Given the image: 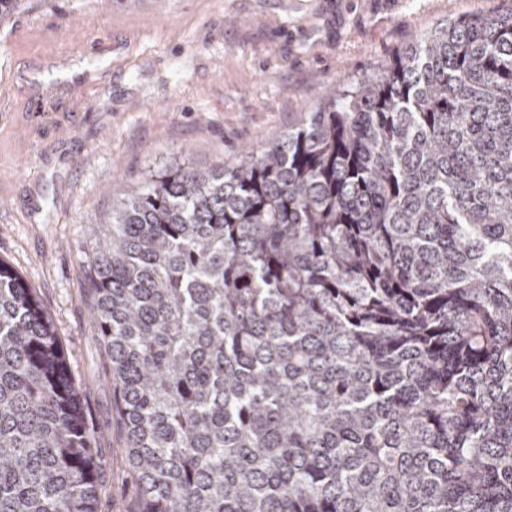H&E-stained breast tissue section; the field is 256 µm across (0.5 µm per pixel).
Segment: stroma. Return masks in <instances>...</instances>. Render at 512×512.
Wrapping results in <instances>:
<instances>
[{
	"instance_id": "stroma-1",
	"label": "stroma",
	"mask_w": 512,
	"mask_h": 512,
	"mask_svg": "<svg viewBox=\"0 0 512 512\" xmlns=\"http://www.w3.org/2000/svg\"><path fill=\"white\" fill-rule=\"evenodd\" d=\"M503 0H24L0 23V259L32 288L95 434L98 512H134L82 263L114 195L261 152L329 88Z\"/></svg>"
}]
</instances>
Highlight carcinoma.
<instances>
[{"label": "carcinoma", "instance_id": "1", "mask_svg": "<svg viewBox=\"0 0 512 512\" xmlns=\"http://www.w3.org/2000/svg\"><path fill=\"white\" fill-rule=\"evenodd\" d=\"M85 276L137 512H512V8L148 172ZM94 440L0 261V512H96Z\"/></svg>", "mask_w": 512, "mask_h": 512}]
</instances>
